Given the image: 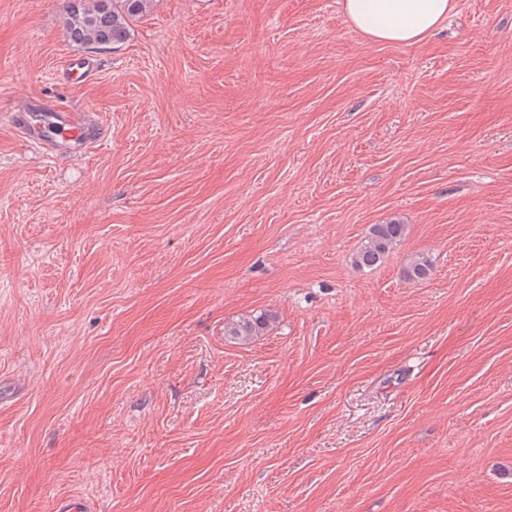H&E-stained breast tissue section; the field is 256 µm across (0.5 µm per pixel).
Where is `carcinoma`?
I'll list each match as a JSON object with an SVG mask.
<instances>
[{
  "instance_id": "obj_1",
  "label": "carcinoma",
  "mask_w": 512,
  "mask_h": 512,
  "mask_svg": "<svg viewBox=\"0 0 512 512\" xmlns=\"http://www.w3.org/2000/svg\"><path fill=\"white\" fill-rule=\"evenodd\" d=\"M151 0H69L63 21L64 35L72 43L109 48L129 37L130 20L147 12ZM408 225L393 218L373 224L360 245L351 253L350 264L358 270L378 268L406 239ZM434 260L427 254L413 256L402 268L408 282H419L431 275ZM273 317L259 312L241 317L224 327V335L242 341L260 336L269 328Z\"/></svg>"
}]
</instances>
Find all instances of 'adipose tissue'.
<instances>
[{
    "mask_svg": "<svg viewBox=\"0 0 512 512\" xmlns=\"http://www.w3.org/2000/svg\"><path fill=\"white\" fill-rule=\"evenodd\" d=\"M456 0H343L348 23L378 43L414 45L433 34Z\"/></svg>",
    "mask_w": 512,
    "mask_h": 512,
    "instance_id": "adipose-tissue-1",
    "label": "adipose tissue"
}]
</instances>
